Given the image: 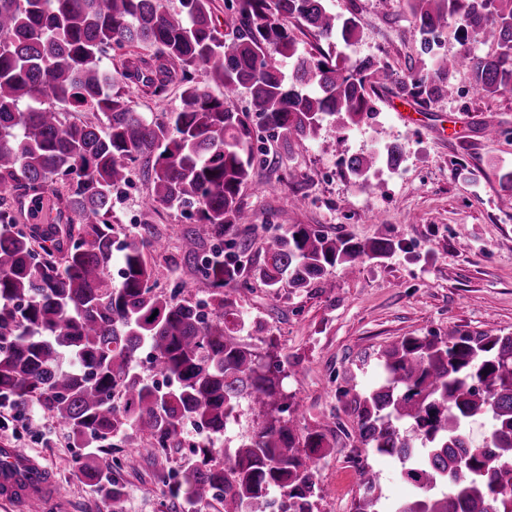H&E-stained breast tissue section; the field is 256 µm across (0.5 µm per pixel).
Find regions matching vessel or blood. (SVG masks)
Listing matches in <instances>:
<instances>
[{"instance_id":"1","label":"vessel or blood","mask_w":512,"mask_h":512,"mask_svg":"<svg viewBox=\"0 0 512 512\" xmlns=\"http://www.w3.org/2000/svg\"><path fill=\"white\" fill-rule=\"evenodd\" d=\"M53 484L50 468L25 449L0 445V499L29 510L48 498Z\"/></svg>"}]
</instances>
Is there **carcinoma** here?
I'll return each instance as SVG.
<instances>
[{
	"label": "carcinoma",
	"mask_w": 512,
	"mask_h": 512,
	"mask_svg": "<svg viewBox=\"0 0 512 512\" xmlns=\"http://www.w3.org/2000/svg\"><path fill=\"white\" fill-rule=\"evenodd\" d=\"M179 2L173 14L164 0H0V405L50 413L82 449L79 475L112 512L125 485L106 478L95 449L118 436L157 459L180 448L189 424L209 437L191 446L184 469L160 473L181 512H202L214 500L224 512H268L274 496L288 501V512H311L329 424L300 430L283 417L301 415L300 406L289 405L274 355L235 336L237 314L227 309L224 287L253 278L269 288H306L338 266L384 258L396 243L363 244L291 224L261 264L245 259L242 192L258 157L250 113L268 140H313L331 117L343 130L372 120L377 88L392 72L378 59L353 61L333 50L356 41L358 22L336 16L325 0H233L235 30L227 36L213 22L211 0ZM406 5L424 52L436 35L461 49L403 74L401 97L426 108L453 93L458 70L486 97L512 94V0ZM289 19L331 50L298 52ZM135 44L155 49L154 64L128 66L121 80L143 83L160 100L177 84L180 111L147 116L112 91L105 59ZM478 45L494 50L480 53ZM278 56L295 60L289 73ZM199 67L224 98L195 83ZM243 90L252 112L224 106ZM59 104L93 111L100 123H66ZM141 158L150 163L144 207L175 209L191 224L182 259L196 279L175 282L168 295L152 284L164 246L151 225L126 234L112 223V200ZM401 163L392 144L339 165L370 188L374 166ZM58 179L56 215L38 224ZM25 200L31 224L19 223L15 210ZM201 284L210 319L188 299ZM143 349L172 386L139 371ZM378 361L384 381L352 401L362 442L402 461V477L418 490L394 512H512V336H407ZM244 401L252 434L234 448L216 446L213 438ZM479 419L488 421V435L467 449Z\"/></svg>",
	"instance_id": "cac0c4a2"
}]
</instances>
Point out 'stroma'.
I'll return each mask as SVG.
<instances>
[{
  "instance_id": "35a3bbf8",
  "label": "stroma",
  "mask_w": 512,
  "mask_h": 512,
  "mask_svg": "<svg viewBox=\"0 0 512 512\" xmlns=\"http://www.w3.org/2000/svg\"><path fill=\"white\" fill-rule=\"evenodd\" d=\"M327 6L358 21L359 37L346 49L351 57L383 60L399 76L412 66L432 67L436 55L421 53L403 0H327ZM454 86L453 96L427 109L406 102L405 111L419 114L414 126L390 112L399 98L390 82L378 90L376 119L349 131L329 120L316 139L302 143L267 141L262 128L254 130L264 157L243 191L252 222L241 233L252 264L263 261L272 239L291 224L359 242L386 236L397 244L386 259L352 272L334 269L324 284L273 290L252 279L224 289L241 318L239 338L280 357L285 392L302 406L303 425H330L329 446L314 472L312 512H354L365 488L361 474L346 470L352 455L377 477V512L415 494L396 458L361 444L350 405V393L378 384L382 349L405 336L444 337L452 330L512 335V194L498 185L500 171L512 169V94L482 96L463 72ZM392 143L401 147L403 161L395 170L373 167V189L338 166L341 156H367ZM149 190L141 177L124 188L113 209L116 222L130 229L148 219L141 203ZM295 197L302 205L292 206ZM148 220L168 246L155 274L157 291L166 293L175 278L193 275L180 261L189 223L164 208ZM199 439L189 430L185 447L162 464L117 441L103 449L100 464L118 468L126 485L122 512H168L158 471L179 469L190 456L189 444ZM1 440L52 468V512H110L79 476L77 451L47 412L0 422Z\"/></svg>"
}]
</instances>
